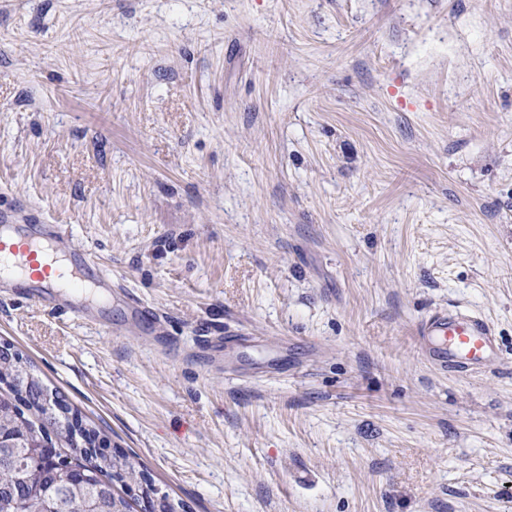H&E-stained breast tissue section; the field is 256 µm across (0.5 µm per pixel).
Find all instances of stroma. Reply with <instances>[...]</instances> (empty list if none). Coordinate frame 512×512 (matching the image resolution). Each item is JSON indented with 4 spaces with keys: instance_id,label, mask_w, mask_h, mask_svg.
<instances>
[{
    "instance_id": "stroma-1",
    "label": "stroma",
    "mask_w": 512,
    "mask_h": 512,
    "mask_svg": "<svg viewBox=\"0 0 512 512\" xmlns=\"http://www.w3.org/2000/svg\"><path fill=\"white\" fill-rule=\"evenodd\" d=\"M6 205L112 298L0 344L175 512H512V0H0ZM419 332L434 363L460 375L480 373L502 355L497 336L480 316L448 309L425 319Z\"/></svg>"
}]
</instances>
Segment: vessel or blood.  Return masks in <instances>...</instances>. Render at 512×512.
Wrapping results in <instances>:
<instances>
[{"mask_svg":"<svg viewBox=\"0 0 512 512\" xmlns=\"http://www.w3.org/2000/svg\"><path fill=\"white\" fill-rule=\"evenodd\" d=\"M111 285V275L90 254L71 251L64 236H44L18 223L15 210L0 209V288H26L32 299L61 302ZM420 338L436 365L464 376L486 370L502 355L485 319L454 309L425 319Z\"/></svg>","mask_w":512,"mask_h":512,"instance_id":"obj_1","label":"vessel or blood"}]
</instances>
